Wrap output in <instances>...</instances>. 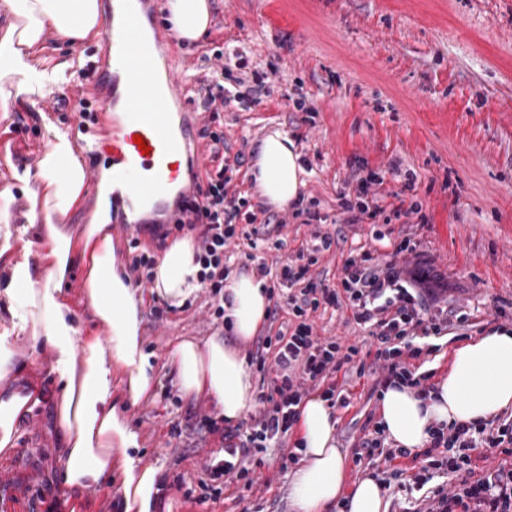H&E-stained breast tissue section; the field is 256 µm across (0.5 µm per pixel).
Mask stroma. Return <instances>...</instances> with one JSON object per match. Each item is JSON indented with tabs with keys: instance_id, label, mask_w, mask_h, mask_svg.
Segmentation results:
<instances>
[{
	"instance_id": "35a3bbf8",
	"label": "stroma",
	"mask_w": 512,
	"mask_h": 512,
	"mask_svg": "<svg viewBox=\"0 0 512 512\" xmlns=\"http://www.w3.org/2000/svg\"><path fill=\"white\" fill-rule=\"evenodd\" d=\"M211 21L199 40L172 41L161 61H181L189 71L203 65L215 47L240 51L233 75L269 73L261 103H231L221 114L224 152L243 154L234 182L249 189V163L259 141L271 130L286 132L305 170L302 189L317 201L328 223L315 226L279 210L282 228L261 229L256 256L265 259L269 281L280 263L315 232L334 237L310 275L338 284L346 258L371 251L380 259L412 266V256L394 255L403 237L418 240L422 258L448 284L441 299L449 310L467 314L451 323L438 340L428 366L447 375L452 352L496 329L512 330V0H209ZM304 97L307 111L294 108ZM72 104L38 115L14 108L0 118V185L10 188L16 224H24L29 202L15 171L30 168L46 142L45 123L70 130ZM376 175L385 207L417 202L426 215H410L386 224H350L340 206L355 195L362 179ZM415 187L404 191L407 175ZM385 237L376 240L375 230ZM143 349L158 370L153 397L130 408L126 418L140 436L136 455L159 469L172 512H291L292 462L278 447L264 453L253 489L231 484L218 497H203L199 484L204 463L216 449L203 438L202 414L216 415L207 399H183L167 362L172 345L184 338L199 341L220 326L204 293L189 305L155 320L152 299H145ZM505 317H498L497 308ZM319 336L375 351L367 328L357 325L346 307L321 308L310 315ZM14 349L25 362L26 378L43 390L46 403L22 420L12 450L0 457V474L30 483L32 502L0 497V512H117L116 484L80 492L59 480L61 443L57 437L59 384L51 373L53 353L43 343L23 337ZM342 400L336 415V445L346 462V483L373 476L386 483L388 512H426L411 487L424 458L388 461L356 459L364 435L380 416V396L373 378L350 371L337 375Z\"/></svg>"
}]
</instances>
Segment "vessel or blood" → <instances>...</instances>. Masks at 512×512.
Returning <instances> with one entry per match:
<instances>
[{"instance_id":"vessel-or-blood-1","label":"vessel or blood","mask_w":512,"mask_h":512,"mask_svg":"<svg viewBox=\"0 0 512 512\" xmlns=\"http://www.w3.org/2000/svg\"><path fill=\"white\" fill-rule=\"evenodd\" d=\"M155 2L117 0L109 8L104 32L109 60L94 63L93 91H111L123 117L113 124L111 138L78 141L89 155H107L109 177L92 175L97 194L111 201L125 230L134 234L148 222L171 223L170 199L192 200L195 180L184 176V158L192 159L195 171L204 168L202 155L190 151L199 142L198 123H172L174 109H190L186 73H169L161 84L154 78L156 53L170 38L153 19ZM143 142L148 151L140 150Z\"/></svg>"}]
</instances>
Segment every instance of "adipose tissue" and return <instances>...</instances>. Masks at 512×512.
<instances>
[{"label": "adipose tissue", "mask_w": 512, "mask_h": 512, "mask_svg": "<svg viewBox=\"0 0 512 512\" xmlns=\"http://www.w3.org/2000/svg\"><path fill=\"white\" fill-rule=\"evenodd\" d=\"M168 20L177 39L196 40L210 23L209 0H166ZM0 109L28 101L36 86L52 77L27 69L25 60L48 52L51 40L76 42L101 33L99 0H0ZM49 148L38 178L44 193L31 198L27 228L37 229V246L47 261L42 271L12 263L0 290L8 302L10 330L0 333V378L14 373L19 359L11 337L31 336L48 346L52 371L60 383L59 428L64 455L61 478L66 487L87 490L113 472L122 476L123 512H159L163 497L159 471L143 465L132 451L136 432L124 417L126 407L148 398L156 373L142 348L144 299L126 282L117 264L108 224L100 209L80 230L66 220L87 191V166L73 143L48 128ZM250 175L266 204L284 208L304 185V169L292 139L280 130L260 141ZM192 237L173 240L153 269L151 293L182 306L200 288V266ZM85 276L77 300L62 285L74 268ZM224 332L204 341L183 339L167 361L181 397H206L224 419L237 422L256 404V392L239 346L256 336L267 316L269 296L252 274L233 276L225 289ZM108 328L101 337L100 328ZM233 342H226L225 333ZM120 381L125 402L112 399ZM36 388L0 391V453H7L17 422L40 406ZM512 408V331L493 330L456 348L446 376L428 395L405 385L385 389L380 422L395 445L425 447L433 426L488 420ZM302 463L291 475L294 512H388L380 482L368 477L346 487L344 457L336 446V420L326 401L312 397L299 407Z\"/></svg>", "instance_id": "obj_1"}]
</instances>
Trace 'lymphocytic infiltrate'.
<instances>
[{
    "label": "lymphocytic infiltrate",
    "instance_id": "1",
    "mask_svg": "<svg viewBox=\"0 0 512 512\" xmlns=\"http://www.w3.org/2000/svg\"><path fill=\"white\" fill-rule=\"evenodd\" d=\"M227 72L224 66L212 68L197 79L199 108L204 115L200 136L209 146L211 167L199 183L196 197L184 208L178 224L144 225L154 247L144 249L139 240H132L129 264L133 286H145L153 280L157 250L165 247L172 233L193 234L196 261L201 265V288L219 318L224 315V287L229 277L224 249L236 236L239 223L267 226L278 221L277 215L258 212L249 197L233 186L236 166L224 155V132L219 127L221 114L229 104L265 94L267 75L255 71L228 85L224 82ZM371 185V179H364L355 198L342 199L341 207L349 213L350 223H359L364 216L383 219L387 224L401 218L406 210L399 205L385 210L371 198ZM318 240V249L300 247L281 266L276 288L286 292L297 323L291 333L260 337L249 354V362L257 372L269 376L249 424L244 428L230 426L223 419L210 416L201 421L219 444L205 464L213 483L223 485L246 479L257 454L273 444L287 448L288 436L298 421V407L310 388L320 389L326 401L335 402L336 375L353 363L359 350L341 347L336 340L315 334L307 314L320 306L346 305L356 323L369 328L376 341V387L402 382L422 390L433 376L432 371H419L416 362L436 352L434 339L447 327L448 310L441 306L436 291L439 280L424 261H416L411 268H399L391 262L381 263L372 252L365 251L345 260L340 288H321L308 280L307 273L310 265L318 261L317 251L330 250L333 238L325 233ZM271 349L276 352V368L272 371L266 368V354ZM432 446L446 449V456L423 467L414 478L416 489L432 486L431 512H512L511 419L434 428ZM495 457L500 460L497 468L478 472V461ZM441 471L456 475L452 489L434 484L436 473Z\"/></svg>",
    "mask_w": 512,
    "mask_h": 512
}]
</instances>
